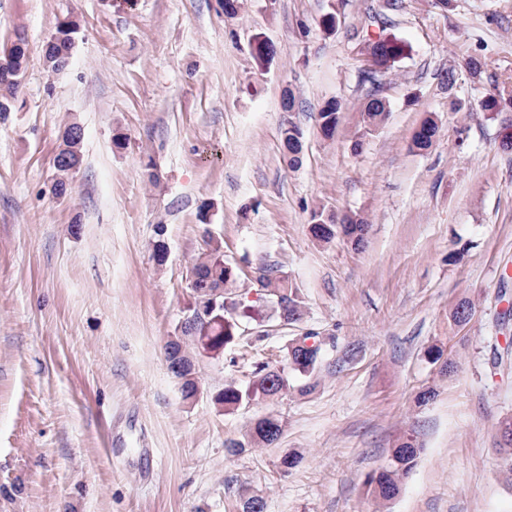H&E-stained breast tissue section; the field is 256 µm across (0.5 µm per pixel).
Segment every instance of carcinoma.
Instances as JSON below:
<instances>
[{
  "label": "carcinoma",
  "mask_w": 512,
  "mask_h": 512,
  "mask_svg": "<svg viewBox=\"0 0 512 512\" xmlns=\"http://www.w3.org/2000/svg\"><path fill=\"white\" fill-rule=\"evenodd\" d=\"M77 24L66 19L57 23L55 32L46 40L42 49L43 65L49 71L65 69L72 56L74 34ZM366 53L371 61V69L390 70L407 53V44L395 36L379 35L366 44ZM250 54L259 67L268 65L274 57V50L266 39L257 35L250 44ZM0 56V113L13 110L15 93L24 76L27 65V52L19 51L3 66ZM342 106L339 101L330 99L318 110V123L322 134L330 138L340 122ZM387 112L386 102L372 95L362 113V121L368 128L378 126ZM440 134L436 121L426 118L414 133L412 146L418 151L432 147ZM280 137L286 150L288 166L297 168L302 163L303 134L297 126L282 125ZM83 132L76 123L60 129L58 152L54 168L57 178L53 192L64 197L70 190V178L83 163ZM310 231L313 238L329 242L342 236L355 247L364 244L368 224L359 217L345 216L341 219L334 214L316 211L311 215ZM206 250L191 269V297L185 314L179 321L174 336L164 348L168 369L178 380L183 400L196 398L199 392L198 359L218 358L224 350L240 337L243 321H255L260 310L253 305H241L228 301L226 292L236 282L238 268L224 260L222 242L204 230ZM262 286L270 289L271 309L281 322L288 325L302 318L303 311L296 294L292 291L288 277L272 266L258 267ZM325 353V342L317 339V334L308 333L292 340L287 347L286 363L261 361L254 365L251 379L244 385L230 382L213 396L214 404L223 411H233L243 405L262 403L296 392L300 395L311 393L316 385L315 372ZM284 421L277 415L269 414L255 419L246 436L241 440L225 442L228 453L238 455L259 445H272L282 436ZM497 453L504 464L506 479L512 482V416L499 419ZM420 453L412 437L401 441L391 452L389 463L370 475L367 484L371 493L380 499L391 500L400 491L401 480L413 469ZM241 512H264L265 502L259 495L246 491L238 493Z\"/></svg>",
  "instance_id": "carcinoma-1"
}]
</instances>
